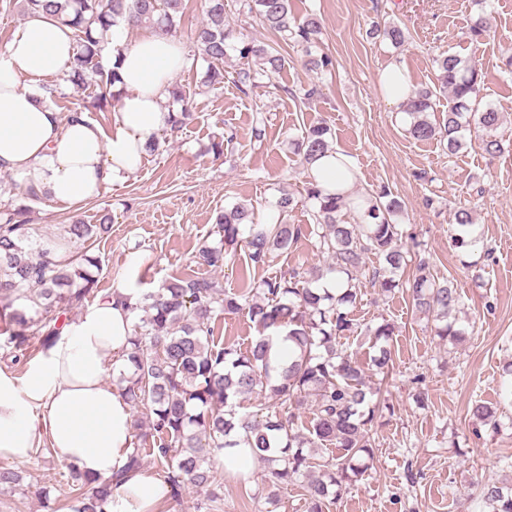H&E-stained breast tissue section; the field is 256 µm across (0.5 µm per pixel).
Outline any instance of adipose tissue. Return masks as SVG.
Returning <instances> with one entry per match:
<instances>
[{
    "mask_svg": "<svg viewBox=\"0 0 512 512\" xmlns=\"http://www.w3.org/2000/svg\"><path fill=\"white\" fill-rule=\"evenodd\" d=\"M127 30L121 22L108 33L103 64L117 68L125 93L106 129L82 114L61 119L42 87L43 79L66 76L73 29L41 12L14 29L0 51V172L74 206L139 171L147 144L167 125L163 104L183 57L173 37L152 32L132 41ZM140 299L127 276L62 322L22 372L0 367V459L25 463L46 446L83 472L120 476L112 512H159L171 496L153 472L126 471L131 407L108 381L110 357L130 349Z\"/></svg>",
    "mask_w": 512,
    "mask_h": 512,
    "instance_id": "ef3b65f1",
    "label": "adipose tissue"
}]
</instances>
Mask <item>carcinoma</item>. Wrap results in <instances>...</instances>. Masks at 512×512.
Returning <instances> with one entry per match:
<instances>
[{"mask_svg": "<svg viewBox=\"0 0 512 512\" xmlns=\"http://www.w3.org/2000/svg\"><path fill=\"white\" fill-rule=\"evenodd\" d=\"M248 10L258 6L259 20L278 40L305 49L308 65L316 72L330 71L326 54L314 55L311 46L320 22L303 21L292 13L291 0H244ZM24 14L41 11L73 28L79 48L70 61L66 81L78 88L97 76L99 91L84 106L87 112L117 106L123 91L119 72L95 64L105 35L120 19L133 27H147L170 35L187 8L186 0H0V10ZM490 29V17L481 11L470 27L472 40L480 41ZM238 52L246 66L234 71L232 84L242 93L265 78L271 85L285 66V58L272 48L252 40L233 41L224 17V0H207L205 15L195 29L187 57L207 63L204 84L224 85L227 49ZM439 91L448 95V111L441 123L431 121L437 111V93L418 87L408 93L404 120L416 140H437L448 154L459 152L462 130L475 124L483 131L482 149L488 155L502 152L497 129L502 115L480 97V77L475 63L457 54L436 60ZM293 153L303 168L333 149V132L324 120L314 121L291 140ZM312 223L274 224L256 220L252 204L238 202L224 209L213 227L214 244H203L197 264L223 269L228 256L244 246L255 265L286 257L304 236L316 237L326 255L325 265L310 273L295 269L250 283L230 292L203 276L173 278L154 292L143 295L144 316L134 324L127 360L132 372L119 375V388L132 407L146 409L137 419L128 467L139 469L150 456L171 484L177 497L189 486L202 495L200 508L214 512L220 506L210 458L226 448H248L266 467L262 490L254 497L280 504V492L303 483L305 512H325L341 491L358 481L370 468L375 451L370 430L383 411L394 406L382 398L381 388L365 379L357 355L340 339L358 331L350 314L361 300V278L384 297L399 289L411 292L416 312L436 322L441 340L457 344L467 336L459 317L461 294L454 283L431 272L420 249L403 236L399 200L382 188L355 192L336 184L325 192L316 178L304 182ZM41 195L26 190L22 198L0 199V310L9 312L11 328L4 347L24 356L34 338L49 340L58 329L61 313L83 306L98 291L101 260L89 254L95 242L110 229L112 216L99 223L74 220L63 227L61 237L77 251L65 259L55 256L56 239L39 233L27 223L29 203ZM298 205L294 193L281 190L276 200L286 216ZM456 247L471 251L483 245L476 224L466 210L455 213ZM378 265L369 268L370 257ZM415 272L404 276L408 266ZM18 300L27 307L16 308ZM247 311L256 323L257 335L246 349L215 340L216 320ZM395 323L381 317L369 330L376 354L371 366L387 379L392 365L390 341ZM285 334L288 363L275 366L270 350L273 338ZM248 403L249 410L239 411ZM311 405L310 416L300 410ZM472 416L484 424H496V409L477 402ZM68 492L64 508L69 512H109L112 480L86 475L71 466L66 475ZM477 496L488 512H512V487L487 481L477 485Z\"/></svg>", "mask_w": 512, "mask_h": 512, "instance_id": "1", "label": "carcinoma"}]
</instances>
